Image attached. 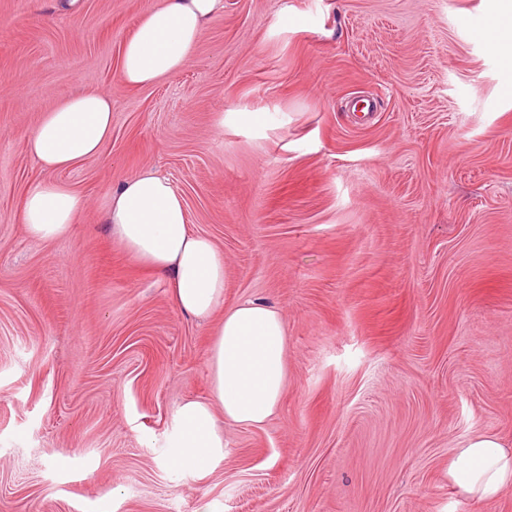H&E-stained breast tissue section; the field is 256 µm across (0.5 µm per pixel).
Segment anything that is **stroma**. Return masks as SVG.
<instances>
[{"label":"stroma","instance_id":"stroma-1","mask_svg":"<svg viewBox=\"0 0 512 512\" xmlns=\"http://www.w3.org/2000/svg\"><path fill=\"white\" fill-rule=\"evenodd\" d=\"M158 2L0 0V512H512L448 475L475 435L512 445V62L481 34L502 0H224L184 69L127 87ZM88 89L112 136L56 174L87 207L33 240L27 135ZM146 167L223 252L225 305L287 327L277 412L225 426L203 477L172 441L218 320L101 218Z\"/></svg>","mask_w":512,"mask_h":512}]
</instances>
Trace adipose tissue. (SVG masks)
<instances>
[{"instance_id":"obj_1","label":"adipose tissue","mask_w":512,"mask_h":512,"mask_svg":"<svg viewBox=\"0 0 512 512\" xmlns=\"http://www.w3.org/2000/svg\"><path fill=\"white\" fill-rule=\"evenodd\" d=\"M224 0H160L144 12L120 55L124 84L140 87L178 73L206 25L223 14ZM112 135V99L83 91L45 112L27 148L47 173L25 193L21 222L33 239L68 237L84 208L81 194L57 171L97 158ZM104 222L113 240L140 265L164 276L182 313L209 319L221 313L209 360L212 399L191 400L177 411L172 463L197 474L224 456V424L258 426L285 391L287 330L274 307L261 301L224 304V255L211 238L193 233L183 194L155 169L145 168L112 190ZM448 473L458 491L491 501L512 487V448L479 434L456 449Z\"/></svg>"}]
</instances>
